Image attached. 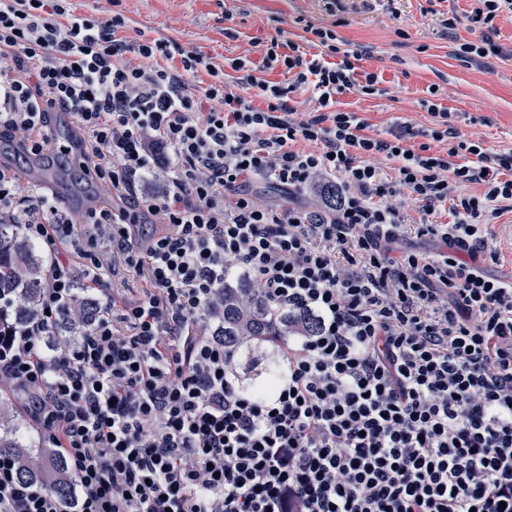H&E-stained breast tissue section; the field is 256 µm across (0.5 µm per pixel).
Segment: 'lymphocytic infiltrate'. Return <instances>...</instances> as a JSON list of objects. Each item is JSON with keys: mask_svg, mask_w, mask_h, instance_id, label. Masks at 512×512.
I'll return each mask as SVG.
<instances>
[{"mask_svg": "<svg viewBox=\"0 0 512 512\" xmlns=\"http://www.w3.org/2000/svg\"><path fill=\"white\" fill-rule=\"evenodd\" d=\"M126 25L71 0H0V133L40 153L55 145L48 114H70L114 200L84 214L81 239L54 196L0 169V224L47 258L33 319L0 294V392L75 489L64 501L1 453L0 512H512V277L475 263L512 211V151L459 139L435 104L419 148L365 135L338 98L377 94L378 76L329 28L313 29L314 57L272 42L263 66L287 84L234 88L203 52L127 40ZM202 71L208 86L193 85ZM303 88L315 106L299 119ZM320 175L337 177L336 200L313 211L247 191ZM456 183L480 190L455 197ZM404 194L424 215L450 206L452 222L418 227L443 252H391ZM121 264L142 275L136 293L112 288ZM238 278L314 324L257 386L230 372L208 322ZM89 303L86 332L52 343L60 311Z\"/></svg>", "mask_w": 512, "mask_h": 512, "instance_id": "1", "label": "lymphocytic infiltrate"}]
</instances>
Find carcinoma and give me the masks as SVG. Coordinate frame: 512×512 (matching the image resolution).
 Masks as SVG:
<instances>
[{"mask_svg":"<svg viewBox=\"0 0 512 512\" xmlns=\"http://www.w3.org/2000/svg\"><path fill=\"white\" fill-rule=\"evenodd\" d=\"M46 261L21 233L17 224H0V292L17 295L14 318L26 321L39 305ZM210 317L223 323L224 352L237 360L246 355L251 343L264 347L288 340V336L311 328V324L288 314L274 312L245 283L224 286V305ZM87 322L61 312L54 328V342H72L86 330ZM21 415L12 408L10 395H0V452L26 449L20 477L45 484L67 498L73 492L72 482L63 461L52 457L51 450L41 446L39 434L23 428Z\"/></svg>","mask_w":512,"mask_h":512,"instance_id":"obj_1","label":"carcinoma"}]
</instances>
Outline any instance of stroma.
Masks as SVG:
<instances>
[{
    "instance_id": "obj_1",
    "label": "stroma",
    "mask_w": 512,
    "mask_h": 512,
    "mask_svg": "<svg viewBox=\"0 0 512 512\" xmlns=\"http://www.w3.org/2000/svg\"><path fill=\"white\" fill-rule=\"evenodd\" d=\"M77 11L96 8L99 18L122 13L128 24L124 37L138 41L165 36L211 57L227 80H238L234 62L263 69L271 40L293 41L307 54L318 51L308 42L306 25L327 27L350 44L365 47L364 70L378 73L381 92L364 96L351 91L339 98L342 109L358 113L365 132L387 138L411 128L412 146L422 144V132L434 129L428 110L435 103L448 108L461 138L481 142L493 152L512 151V14L495 20L500 55L483 63L462 61L459 44L480 42L482 26L470 24L473 0H72ZM456 29H448L450 17ZM249 191L263 204L276 208H313L314 189L287 192L266 181ZM498 260L478 257L491 275H512V213L492 227Z\"/></svg>"
}]
</instances>
